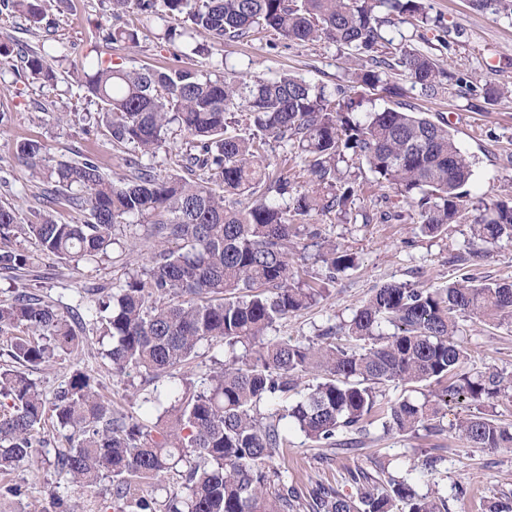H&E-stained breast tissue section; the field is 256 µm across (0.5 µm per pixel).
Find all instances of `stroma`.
Wrapping results in <instances>:
<instances>
[{
  "mask_svg": "<svg viewBox=\"0 0 512 512\" xmlns=\"http://www.w3.org/2000/svg\"><path fill=\"white\" fill-rule=\"evenodd\" d=\"M426 6L430 16L443 20V27L422 31L395 16L384 27L386 39L396 47L423 46L440 68L469 80L512 82V15L477 9L473 0H426ZM115 22L137 31V45L103 43L101 26ZM173 24L162 5L148 18L133 8L115 18L109 0H52L39 20L33 21L0 2V112L8 118L0 133V203L18 206L21 223L37 222L32 195L46 181L15 157L18 141L44 144L56 163L96 155L103 173L112 179L126 171L131 150L113 146L106 125L84 134V113L98 112L100 106L67 76L92 51L124 68L177 65L214 80L230 69L263 78L289 73L330 87L347 80L346 51L324 40L296 45L263 32L248 41L225 42L221 50L208 56H183L178 40L165 36ZM48 37L54 38L60 55L53 64L57 79L52 83L21 69L19 59L22 53L40 50ZM388 82L401 87V95L377 93L375 107L408 103L433 120L447 122L461 150L475 162L472 198L504 200L512 194V94L478 110L451 88L430 95L394 73ZM58 114L65 115L64 124L55 122ZM311 222L336 246L354 253L357 266L339 277L318 303L279 323L271 333L275 339L316 341L328 326L350 320L373 290L387 282L435 288L461 274L480 282L512 280V246L483 257L472 256L466 224H452L447 233L429 236L421 234L414 223L366 224L359 219L340 222L321 216L312 217ZM0 248L21 250L32 257L20 275H0V303L10 302L18 290L26 289L61 311L80 304L86 290L110 288L140 272L148 252L144 244L132 251L117 245L107 256L74 263L42 251L34 239L25 236L0 243ZM458 339L469 353L471 368L494 367L512 375V319L463 321ZM109 347V338L88 333L80 358L55 353L48 363L31 370L30 376L51 399L66 386L75 368H82L96 378L117 410L156 419L147 397L171 400L177 379L163 376L148 382L134 371L113 375L103 356ZM289 439L285 455L274 457L265 468L273 481H288L304 493L321 483L348 492L351 473L382 469L407 478L417 494L438 491L448 501V512H483L497 498L512 495V448H474L448 429L431 436L422 430L402 435L384 432L376 423L358 434L357 446L350 450L315 447L295 429L290 430ZM65 444L63 431H56L38 449L35 465L13 473V482L21 484L25 494L18 501L0 499V512H13L19 503L26 512H55L56 501L76 499L68 475L54 466L55 453ZM459 484L469 485L468 497H456Z\"/></svg>",
  "mask_w": 512,
  "mask_h": 512,
  "instance_id": "35a3bbf8",
  "label": "stroma"
}]
</instances>
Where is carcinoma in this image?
I'll use <instances>...</instances> for the list:
<instances>
[{"instance_id":"cac0c4a2","label":"carcinoma","mask_w":512,"mask_h":512,"mask_svg":"<svg viewBox=\"0 0 512 512\" xmlns=\"http://www.w3.org/2000/svg\"><path fill=\"white\" fill-rule=\"evenodd\" d=\"M112 15L131 7L151 15L157 0H109ZM168 14L181 16L203 37L193 51L216 50L226 41L274 32L296 44L328 40L363 61L351 73L360 93L292 76L246 79L224 72L211 80L190 69L121 68L91 60L75 79L101 103L112 143L131 145L129 173L114 182L97 157L88 155L52 169L53 186L35 199L41 222L22 224L17 209L0 204V240L20 233L69 261L104 254L119 232L144 228L152 244L141 274L127 278L108 298H95L85 312L60 311L23 289L0 304V335L10 336L12 362L0 367V475L33 460L62 429L68 446L56 467L80 488L109 480L114 512H448L439 495L416 494L403 478L352 475L354 492L319 485L304 498L294 488L267 483L262 466L288 447V427L320 448L337 445L340 432L361 433L379 421L385 432L442 431L449 408L462 405L453 423L476 448H509L512 427L486 407L512 391V379L493 367L467 370V349L457 340L459 320L512 318V282L472 283L468 277L439 288L386 283L350 321L328 328L312 344L267 338L289 316L323 297L357 264L310 230L303 245L311 260L298 279L293 265L297 222L312 215L346 220L359 196L358 175L339 167L347 158L366 164L378 185L395 186L419 208L421 232L438 235L450 224H470L474 253L512 245V202H474L473 162L445 122L406 106L361 112L364 94L390 90L386 76L398 71L412 85L435 93L446 84L472 100L496 102L508 86L473 82L437 66L429 51L388 50L381 10L442 26L424 0H163ZM107 43L135 45L137 32L113 25ZM24 69L51 82L48 53L23 58ZM242 108L255 132L244 136L227 114ZM190 137L187 175L162 177L142 163L167 146L173 128ZM277 142L296 149L303 161L301 189L264 164ZM31 166L46 161L45 147L32 140L15 145ZM64 199L87 212L83 224L54 219ZM23 251L0 249V273L30 264ZM100 324L112 340L105 357L112 374L132 370L158 378L187 366L203 342L219 339L232 359L194 390L179 378L174 401L148 427L117 411L91 375L75 371L54 401L44 398L29 370L54 350L80 351L87 324ZM244 354H235L237 348ZM322 373V381L300 388L299 379ZM443 385L421 401L406 398L385 406L380 387L388 383ZM288 420V426L281 421Z\"/></svg>"}]
</instances>
